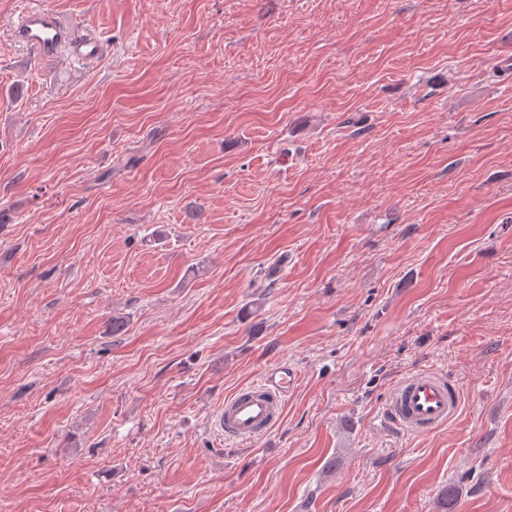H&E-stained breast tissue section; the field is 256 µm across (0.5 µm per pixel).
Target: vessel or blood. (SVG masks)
<instances>
[{"label": "vessel or blood", "instance_id": "vessel-or-blood-1", "mask_svg": "<svg viewBox=\"0 0 512 512\" xmlns=\"http://www.w3.org/2000/svg\"><path fill=\"white\" fill-rule=\"evenodd\" d=\"M14 41L31 45L44 56L57 55L70 45L75 61L94 58L99 45L90 39L74 40L72 30L56 12L45 6L26 10L10 26ZM298 380L297 371L278 364L264 371L259 383L225 398L215 426L226 439L252 442L278 425L288 391ZM460 389L439 371L422 369L404 378L394 389L385 416L406 433L426 434L448 423L460 408Z\"/></svg>", "mask_w": 512, "mask_h": 512}]
</instances>
